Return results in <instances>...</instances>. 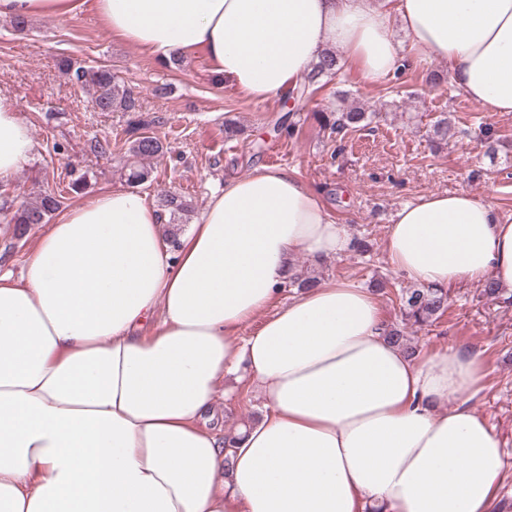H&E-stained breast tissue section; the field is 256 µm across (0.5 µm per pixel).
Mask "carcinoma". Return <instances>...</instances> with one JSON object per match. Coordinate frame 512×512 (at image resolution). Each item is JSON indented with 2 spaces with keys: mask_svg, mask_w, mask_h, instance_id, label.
<instances>
[{
  "mask_svg": "<svg viewBox=\"0 0 512 512\" xmlns=\"http://www.w3.org/2000/svg\"><path fill=\"white\" fill-rule=\"evenodd\" d=\"M65 71L76 84L91 94L93 107L102 112L138 111V97L134 90L121 83L112 73V69L104 65H79L72 67L67 59L62 61ZM342 70V65L335 54L324 53L313 71L306 77L304 83L289 91L287 98L298 105L296 111H301L299 104L307 102L313 87L323 77L332 78ZM372 121V114L360 108L340 109L336 112L321 115V125L333 133L353 129H361ZM132 134L131 156L135 161L126 167L127 181L131 184L148 181L150 172L136 164V160L156 157L164 153L162 141L143 131V127L134 126L129 130ZM62 205L61 197L52 193L46 194L34 201L27 202L18 209H12L8 201L0 204V214L8 224L16 225L19 234H24L32 224H43L49 216ZM162 206L169 211L170 219L184 216L191 211V204L182 195L166 194ZM400 303L402 320L417 326H430L448 308V289L446 288H402L397 293Z\"/></svg>",
  "mask_w": 512,
  "mask_h": 512,
  "instance_id": "1",
  "label": "carcinoma"
}]
</instances>
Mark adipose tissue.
Masks as SVG:
<instances>
[{
    "label": "adipose tissue",
    "mask_w": 512,
    "mask_h": 512,
    "mask_svg": "<svg viewBox=\"0 0 512 512\" xmlns=\"http://www.w3.org/2000/svg\"><path fill=\"white\" fill-rule=\"evenodd\" d=\"M89 8L156 61L203 52L259 99L332 48L374 80L442 61L471 102L512 113V0H0V18ZM34 153L0 94V182ZM161 225L143 195L103 190L47 225L20 277L0 274V512H488L503 453L470 405L481 354L409 355L348 281L241 336L296 257L352 250L298 176L225 182L179 249ZM386 250L422 285L512 295V222L470 192L402 206ZM229 377L263 402L230 455L202 424Z\"/></svg>",
    "instance_id": "obj_1"
}]
</instances>
